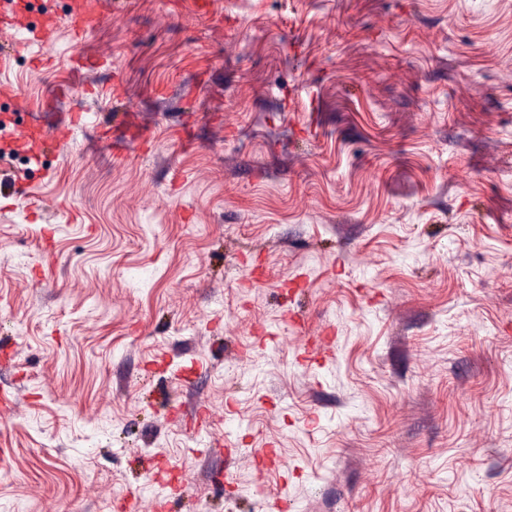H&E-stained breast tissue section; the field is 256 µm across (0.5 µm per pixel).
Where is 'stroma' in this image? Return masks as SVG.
Wrapping results in <instances>:
<instances>
[{
  "instance_id": "obj_1",
  "label": "stroma",
  "mask_w": 512,
  "mask_h": 512,
  "mask_svg": "<svg viewBox=\"0 0 512 512\" xmlns=\"http://www.w3.org/2000/svg\"><path fill=\"white\" fill-rule=\"evenodd\" d=\"M103 2L0 69V512H512V0ZM69 6L71 35L73 40L79 41L85 34L89 20L96 17L94 6L89 0H71Z\"/></svg>"
}]
</instances>
